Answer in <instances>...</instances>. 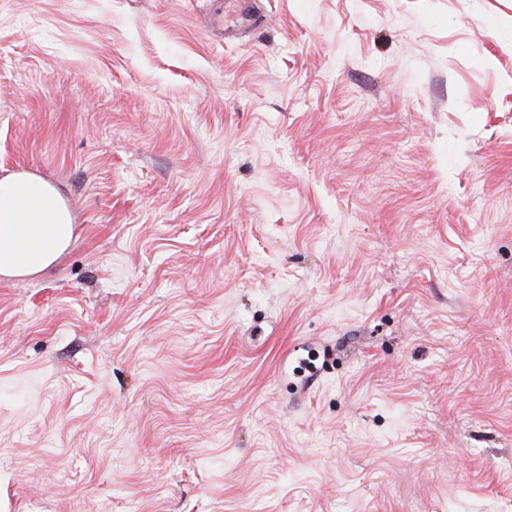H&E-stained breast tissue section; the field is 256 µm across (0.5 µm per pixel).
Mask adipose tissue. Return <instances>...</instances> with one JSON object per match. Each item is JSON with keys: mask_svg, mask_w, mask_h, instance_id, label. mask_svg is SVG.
<instances>
[{"mask_svg": "<svg viewBox=\"0 0 512 512\" xmlns=\"http://www.w3.org/2000/svg\"><path fill=\"white\" fill-rule=\"evenodd\" d=\"M75 233L58 188L26 173L0 176V275L26 278L50 269Z\"/></svg>", "mask_w": 512, "mask_h": 512, "instance_id": "adipose-tissue-1", "label": "adipose tissue"}]
</instances>
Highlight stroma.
Here are the masks:
<instances>
[{"label":"stroma","instance_id":"obj_1","mask_svg":"<svg viewBox=\"0 0 512 512\" xmlns=\"http://www.w3.org/2000/svg\"><path fill=\"white\" fill-rule=\"evenodd\" d=\"M0 0V512H512V0ZM75 233L58 188L26 173L0 176V275L26 278L50 269Z\"/></svg>","mask_w":512,"mask_h":512}]
</instances>
